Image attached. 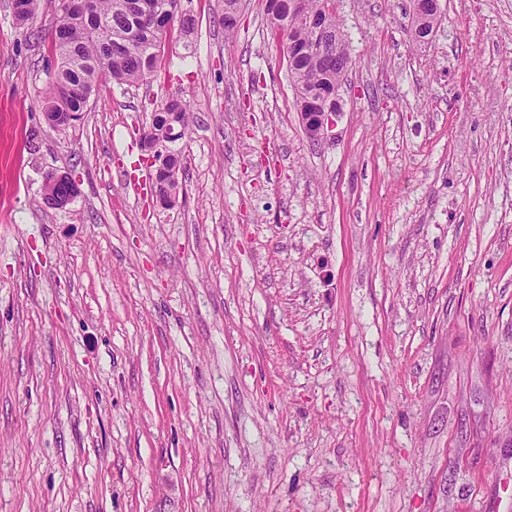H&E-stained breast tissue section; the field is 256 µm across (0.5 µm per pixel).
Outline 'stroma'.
Wrapping results in <instances>:
<instances>
[{
  "instance_id": "stroma-1",
  "label": "stroma",
  "mask_w": 512,
  "mask_h": 512,
  "mask_svg": "<svg viewBox=\"0 0 512 512\" xmlns=\"http://www.w3.org/2000/svg\"><path fill=\"white\" fill-rule=\"evenodd\" d=\"M439 4L419 44L414 0H336L315 144L262 0L232 33L182 0L158 74L64 129L52 0H0V512H512V0ZM329 52L335 56L333 65L329 70H324L318 57L312 53L302 56L300 60L290 67V78L297 92L300 103L305 96H313L316 100L326 103H318L313 99H304L301 104L303 112H300L303 128L307 136L313 141H319L328 134L336 124V117L340 113L338 101L331 100L336 92L343 72L352 64L346 42L342 32L339 38V59L336 69V43ZM329 101V102H327ZM161 108L159 111L158 109ZM155 112L152 113L151 124L147 128V130H143L140 135V141H142V148L145 152H147V156H144L143 160L150 164V167H153L158 163L156 167V175L159 171L168 167L169 165V157L170 154H166L165 156L161 155L157 150V146L168 142L170 139H175V137H184L186 133V128L183 126L181 122L188 125V106L186 101L175 100L173 105L166 102L165 105H161ZM180 112L179 117L181 122H168V126L164 127L163 130L158 131L155 128L156 118L159 117L158 112ZM182 135V136H181ZM62 174H64V173H57L54 171H51V172H48L45 174L44 181H43V196H44V201L46 204H47L46 197L48 195H51L53 192L54 180H56V178ZM55 193L57 195H62V196L74 194L77 197L78 189L74 186V183L67 176H65L56 182ZM53 200H54L53 201L54 206H50L49 204H47L49 207H51L53 209H64L73 202V197L72 196H67L64 198L58 197Z\"/></svg>"
}]
</instances>
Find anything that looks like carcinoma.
<instances>
[{
    "label": "carcinoma",
    "mask_w": 512,
    "mask_h": 512,
    "mask_svg": "<svg viewBox=\"0 0 512 512\" xmlns=\"http://www.w3.org/2000/svg\"><path fill=\"white\" fill-rule=\"evenodd\" d=\"M143 0H94L88 13L75 8L56 10L49 52L61 63L51 76L48 102L58 112H81L79 90L94 92L106 80L137 83L154 73L161 62L163 34L141 12ZM271 30L292 33L297 43L310 47L313 33L288 10L289 0H266ZM338 65L322 68L318 57L305 55L290 68L297 99L312 96L327 102L336 92L343 72L352 64L344 38L331 47Z\"/></svg>",
    "instance_id": "cac0c4a2"
}]
</instances>
